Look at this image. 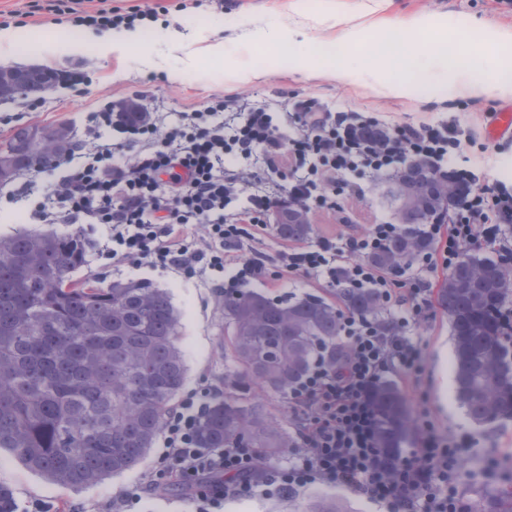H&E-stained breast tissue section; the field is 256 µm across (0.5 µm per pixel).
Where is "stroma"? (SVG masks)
<instances>
[{"label":"stroma","instance_id":"stroma-1","mask_svg":"<svg viewBox=\"0 0 512 512\" xmlns=\"http://www.w3.org/2000/svg\"><path fill=\"white\" fill-rule=\"evenodd\" d=\"M182 11H170L140 24L142 48L122 57L101 54L91 45L80 53L59 52L50 66L68 72L69 78L40 100L17 98L0 103V144L14 127L24 125L69 124L77 140L101 134L119 144L120 164L137 157L138 149L126 145V136L114 125L98 120L106 105L135 98L147 110L191 112L213 97L227 100L260 97L272 111L288 112L297 100L315 99L323 109L361 112L379 117L388 124L418 125L450 123L470 135L459 166L478 170L481 184L499 179L512 183V138H501L488 147L486 130L493 113L512 107V100L476 99L450 96L442 100L419 95L409 100L377 97L367 84L373 74L384 70L381 53L387 32L367 30L339 63L351 70L356 83L338 76H310L307 68L319 64L318 48L332 39L334 32L320 25L301 28L288 10L289 0H185ZM304 10L313 15L328 11L351 12L380 6L382 15L397 21L412 16L425 20L421 29L408 32L407 46L420 48L435 41L457 40L475 43L481 30L496 26L512 30V8L500 0H302ZM450 27H443V20ZM26 40L13 48V64L34 63L43 45L52 41L82 43L84 30L70 23L58 24L47 17L30 19ZM277 35L268 44L266 33ZM245 68L260 72L250 83L230 84L229 70ZM361 190L343 203L342 213L349 233L365 230L380 221L397 223V209L384 194L386 176L360 179ZM92 244L86 261L76 275L108 285L115 281L146 280L166 289L181 314V348L187 367L184 394L224 386V311L222 293L211 284L188 279L182 274L147 268L112 269L98 242L101 226L83 225ZM421 347L424 370L415 384L398 380L413 411L416 425H431L453 443L463 459L464 478L459 486L470 512H484L496 495L512 490V422L494 427L477 426L466 420L452 399L453 347L448 320L440 308L422 323L410 326ZM162 452L154 444L147 459L134 469L103 483L67 490L53 486L25 469L9 452H0V484L10 486L17 501H57L79 512H115L119 499L142 487L147 475L157 469ZM336 496L350 512H384L361 492L342 485L311 486L294 496L243 497L225 502L224 512H303L316 493Z\"/></svg>","mask_w":512,"mask_h":512}]
</instances>
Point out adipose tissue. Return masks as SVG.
<instances>
[{
    "label": "adipose tissue",
    "mask_w": 512,
    "mask_h": 512,
    "mask_svg": "<svg viewBox=\"0 0 512 512\" xmlns=\"http://www.w3.org/2000/svg\"><path fill=\"white\" fill-rule=\"evenodd\" d=\"M512 44V32L498 29L488 30L482 46L463 48L452 43H441L432 49L430 66H422L417 52L408 50L405 44H397L395 51L389 52L387 62L401 70L402 80L384 83L373 81L372 91L395 99L412 98L418 91L432 93L449 91L472 98H512V61L502 65L497 75L491 78L476 73L473 59L481 47H502Z\"/></svg>",
    "instance_id": "obj_1"
}]
</instances>
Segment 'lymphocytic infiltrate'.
Wrapping results in <instances>:
<instances>
[{
	"label": "lymphocytic infiltrate",
	"instance_id": "obj_1",
	"mask_svg": "<svg viewBox=\"0 0 512 512\" xmlns=\"http://www.w3.org/2000/svg\"><path fill=\"white\" fill-rule=\"evenodd\" d=\"M160 0L127 10L112 0H24L9 11L14 23L46 16L75 27L107 31L155 18ZM213 123H203V115ZM103 119H116L129 143L140 146L135 166L113 162L112 145L94 143L57 158L61 188L44 193L37 178L26 181L13 203L30 204L44 224H101L103 251L116 267L174 269L199 277L227 294L273 277L313 278L335 287L337 278L374 289L391 311V325L348 314L340 320L347 355L335 366L315 361L306 379L291 390L296 411L298 448L287 467L254 480V449L197 448L196 424L206 402L188 400L168 416L164 428L163 468L150 474L139 493L124 505L134 508L143 495L175 484L187 488L195 512H224L225 501L283 490L295 492L316 484L358 487L387 512H468L459 494L462 468L457 454L432 428L420 446L396 467L380 459L379 422L369 398L371 387L387 373L416 375L423 370L420 348L407 336L412 318L431 313L430 286L463 253L489 247L512 254V186L502 181L476 186L475 174L456 169L471 183L465 203L423 225L431 241L410 266L385 270L364 257L397 236V224H374L361 235L338 234L319 245H289L275 254L264 250L268 214L280 197L333 215L342 198L358 193V178L379 175L415 159L442 170L460 149L459 132L445 125L387 126L383 141L358 136L377 117L359 112H326L302 101L288 115L293 135L282 136L262 104L235 111L231 102L211 98L189 121L165 127L163 118L140 113L129 118L105 107ZM261 154L265 164L241 179L227 166L230 158ZM250 204L229 206L241 192ZM204 225L208 243L199 247L193 233Z\"/></svg>",
	"mask_w": 512,
	"mask_h": 512
}]
</instances>
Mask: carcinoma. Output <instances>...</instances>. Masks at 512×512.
Segmentation results:
<instances>
[{
  "instance_id": "obj_1",
  "label": "carcinoma",
  "mask_w": 512,
  "mask_h": 512,
  "mask_svg": "<svg viewBox=\"0 0 512 512\" xmlns=\"http://www.w3.org/2000/svg\"><path fill=\"white\" fill-rule=\"evenodd\" d=\"M3 148L17 175L59 150L51 136L38 140L28 125L15 127ZM398 191L411 198L400 213L402 231L366 256L386 269L408 266L428 250L421 225L461 204L471 186L440 178L428 165H404L390 178L388 192ZM273 229L292 242L315 231L309 215L303 224ZM89 247L77 230L0 238V450L68 489L142 463L186 381L181 317L170 293L148 281L103 286L73 279ZM511 293L512 270L469 252L448 270L438 292L454 347V397L479 426L512 420V346L497 317ZM222 306L231 368L224 397L199 421L196 444L209 450L245 443L262 463L287 453L294 440L251 393L286 396L316 359L336 365L347 353L336 342L341 310L386 317L374 289L353 288L341 278L334 302L310 295L275 300L249 289L224 298ZM372 402L382 460L393 466L412 437L413 412L388 380L374 386ZM306 509L343 512L327 495L313 497Z\"/></svg>"
}]
</instances>
